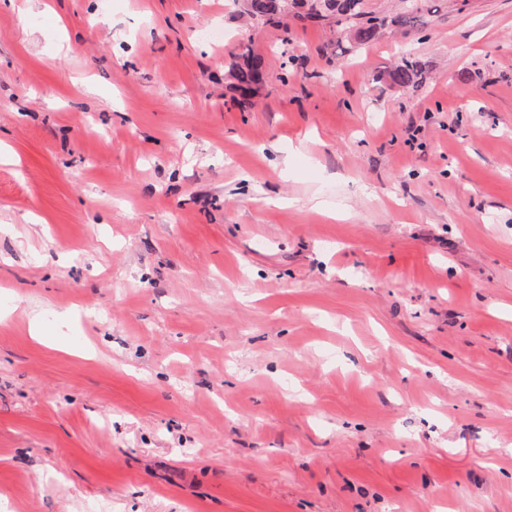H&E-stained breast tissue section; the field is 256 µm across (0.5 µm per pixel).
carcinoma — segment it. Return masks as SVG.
<instances>
[{
    "instance_id": "1",
    "label": "carcinoma",
    "mask_w": 512,
    "mask_h": 512,
    "mask_svg": "<svg viewBox=\"0 0 512 512\" xmlns=\"http://www.w3.org/2000/svg\"><path fill=\"white\" fill-rule=\"evenodd\" d=\"M444 0H413L411 6L394 15H381L362 9V0H245L246 13L256 22L278 26L288 17L290 9L299 5L303 11L298 18L312 22L332 20L349 33L358 44L375 39L382 30L396 27L402 30H422L426 18L440 12ZM424 68L411 57H402L388 72L391 83L409 87L422 79ZM266 75L265 60L247 50L229 65L231 86L243 95L253 93Z\"/></svg>"
}]
</instances>
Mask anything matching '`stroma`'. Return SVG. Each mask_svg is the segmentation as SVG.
Here are the masks:
<instances>
[{
	"label": "stroma",
	"mask_w": 512,
	"mask_h": 512,
	"mask_svg": "<svg viewBox=\"0 0 512 512\" xmlns=\"http://www.w3.org/2000/svg\"><path fill=\"white\" fill-rule=\"evenodd\" d=\"M341 38L0 0V512H512V0ZM265 75L264 58L250 50L242 52L228 69L231 86L242 95L253 93L262 84ZM424 68L420 62L409 57H402L388 72L391 83L400 87H409L417 84L422 79Z\"/></svg>",
	"instance_id": "1"
}]
</instances>
